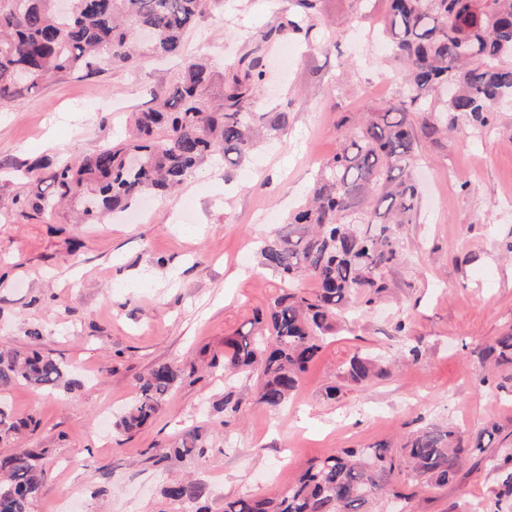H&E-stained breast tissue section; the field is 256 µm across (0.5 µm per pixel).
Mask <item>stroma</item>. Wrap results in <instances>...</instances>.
Returning <instances> with one entry per match:
<instances>
[{"instance_id": "35a3bbf8", "label": "stroma", "mask_w": 512, "mask_h": 512, "mask_svg": "<svg viewBox=\"0 0 512 512\" xmlns=\"http://www.w3.org/2000/svg\"><path fill=\"white\" fill-rule=\"evenodd\" d=\"M316 38L281 41L264 58L270 79L259 112L287 111L285 135L261 143L249 160L200 166L171 197H155L138 222L105 215L74 223L70 208L20 216L18 189L36 192L34 161L75 158L128 136L131 113L181 74L177 58H140L93 77L60 76L0 107V343L23 350L29 330L42 350L70 368L71 381L48 393L17 385L0 393L10 417L36 429L0 440V455L45 448L47 483L34 512H157L169 471L152 462L188 424L206 427L223 448L181 466L211 489V512L245 493H283L309 462L341 448L380 442L400 447L413 431L449 423L491 431L484 457L469 458L441 488L393 484L405 512H512L493 466L512 449V382L487 348L512 329V112L487 127L420 138L414 159L424 192L400 229L402 256L371 309L336 326L288 405L255 401L238 378L233 419L215 408L224 391V340L247 331L276 296L278 281L256 260V243L306 198L319 165L339 145L343 120L395 98L402 71L378 31L389 0H321ZM294 0H210L192 25L185 53L206 56V98L221 104L231 66L294 9ZM403 332H396V324ZM420 353L404 354L405 338ZM386 358L390 373L367 385L345 382L355 352ZM176 361L183 382L151 424L136 433H99L155 364ZM490 385H480L484 374ZM339 385L337 399L325 396Z\"/></svg>"}]
</instances>
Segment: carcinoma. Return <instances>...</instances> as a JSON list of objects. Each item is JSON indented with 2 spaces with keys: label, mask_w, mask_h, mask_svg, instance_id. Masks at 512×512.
Instances as JSON below:
<instances>
[{
  "label": "carcinoma",
  "mask_w": 512,
  "mask_h": 512,
  "mask_svg": "<svg viewBox=\"0 0 512 512\" xmlns=\"http://www.w3.org/2000/svg\"><path fill=\"white\" fill-rule=\"evenodd\" d=\"M209 0H0V106L51 77L101 73L137 60L142 28L153 32L149 48L179 56L183 39ZM297 9L261 35L264 43L306 39L319 15V0H296ZM394 57L403 66L400 96L346 127L336 154L319 169L310 201L287 224L262 241L259 263L279 278L280 293L256 313L246 333L224 340V375L255 380L256 402L278 410L296 393L302 374L319 357L336 320L348 310L372 306L387 288L385 271L401 257L398 228L412 222L421 197L413 175L416 133L411 112H441L427 127L455 128L462 117L486 126L497 104L512 99V0H391L385 26ZM263 56L238 62L223 103L204 98L207 66L182 58V72L155 107L134 113L132 144L105 142L71 164L46 170V188L15 194L26 209L52 211L63 201L80 207L81 224L96 223L105 211L123 212L151 192L172 190L205 161L218 163L253 151L261 132L279 135L288 112H254V89L264 80ZM164 129L167 135L158 136ZM312 279V294L298 281ZM497 363L512 365V332L489 347ZM346 382L365 385L385 370L377 358L356 353L343 364ZM67 374L64 364L37 350L0 346V391L22 382L52 392ZM176 362L155 365L138 380V392L113 424L117 433L149 423L182 381ZM224 415L239 410L233 385L220 402ZM24 422L0 409V438ZM484 434L432 427L409 435L399 449L385 443L341 448L316 459L276 497L244 494L224 500V512H375L400 476L431 487L447 485L463 458L484 452ZM212 446L205 430L184 428L160 448L155 463L202 460ZM48 449L0 457V512H31L47 475L39 460ZM161 496L167 512H210L209 487L192 478L167 482Z\"/></svg>",
  "instance_id": "cac0c4a2"
}]
</instances>
